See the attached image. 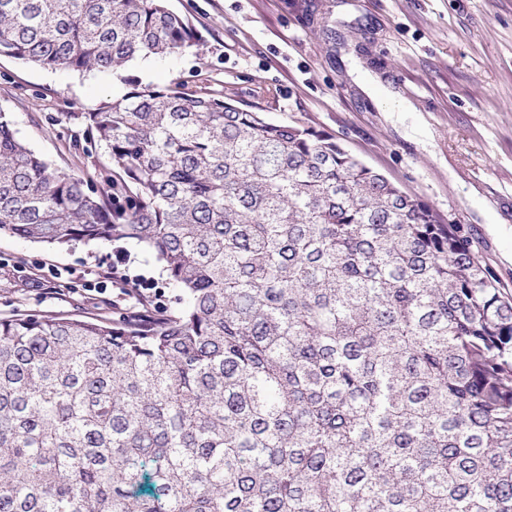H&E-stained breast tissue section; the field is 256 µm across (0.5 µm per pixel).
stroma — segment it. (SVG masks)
I'll use <instances>...</instances> for the list:
<instances>
[{
  "label": "stroma",
  "instance_id": "1",
  "mask_svg": "<svg viewBox=\"0 0 512 512\" xmlns=\"http://www.w3.org/2000/svg\"><path fill=\"white\" fill-rule=\"evenodd\" d=\"M202 38L176 57L80 75L0 56V110L59 170L93 176L84 113L134 88L232 90L268 121L326 131L405 192L462 225L512 297V0H168ZM112 241L50 246L0 235V317L125 315L104 272ZM127 274L174 307L154 257L124 246ZM93 275L95 304L54 298L58 277Z\"/></svg>",
  "mask_w": 512,
  "mask_h": 512
}]
</instances>
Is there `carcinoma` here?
<instances>
[{
  "label": "carcinoma",
  "mask_w": 512,
  "mask_h": 512,
  "mask_svg": "<svg viewBox=\"0 0 512 512\" xmlns=\"http://www.w3.org/2000/svg\"><path fill=\"white\" fill-rule=\"evenodd\" d=\"M197 45L167 0H0L47 70ZM85 121L89 180L0 111V233L134 242L183 306L0 317V512H512V301L461 225L230 92Z\"/></svg>",
  "instance_id": "carcinoma-1"
}]
</instances>
